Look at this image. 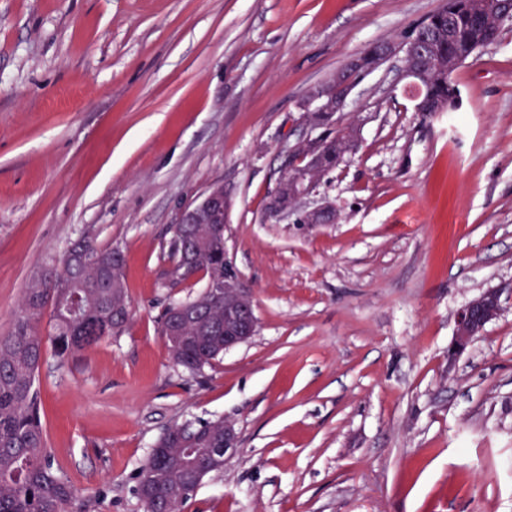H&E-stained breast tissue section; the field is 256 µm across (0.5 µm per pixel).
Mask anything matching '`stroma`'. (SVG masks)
<instances>
[{"mask_svg":"<svg viewBox=\"0 0 512 512\" xmlns=\"http://www.w3.org/2000/svg\"><path fill=\"white\" fill-rule=\"evenodd\" d=\"M443 0H0V336L73 242L119 248L130 320L65 359L40 417L81 512H143L173 424L239 447L185 512H512V19L418 112L393 57L344 109L361 145L319 188L339 219L266 218L300 105ZM259 331L193 375L159 334L181 210L214 183ZM502 311L456 364L455 316Z\"/></svg>","mask_w":512,"mask_h":512,"instance_id":"obj_1","label":"stroma"}]
</instances>
